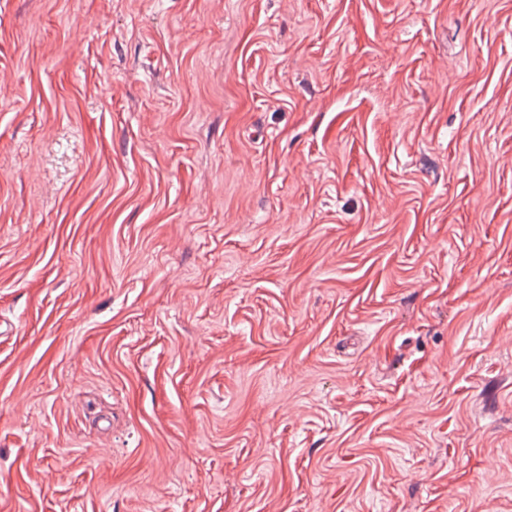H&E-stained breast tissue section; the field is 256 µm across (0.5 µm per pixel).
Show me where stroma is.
Wrapping results in <instances>:
<instances>
[{"label":"stroma","mask_w":512,"mask_h":512,"mask_svg":"<svg viewBox=\"0 0 512 512\" xmlns=\"http://www.w3.org/2000/svg\"><path fill=\"white\" fill-rule=\"evenodd\" d=\"M0 512H512V0H0Z\"/></svg>","instance_id":"35a3bbf8"}]
</instances>
